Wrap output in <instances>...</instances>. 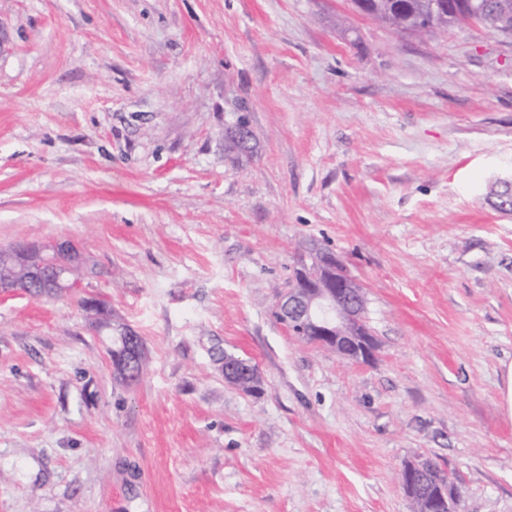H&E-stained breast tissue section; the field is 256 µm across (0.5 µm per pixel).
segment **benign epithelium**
Returning <instances> with one entry per match:
<instances>
[{"mask_svg":"<svg viewBox=\"0 0 512 512\" xmlns=\"http://www.w3.org/2000/svg\"><path fill=\"white\" fill-rule=\"evenodd\" d=\"M438 10L448 16H466L482 25L493 16L497 32L512 39V5L507 0H434ZM253 140L249 122L238 118L224 126V142L242 145ZM301 260L293 277L280 294L276 309L286 315L288 329L305 341L331 349L355 361L373 360L376 343L364 320L365 300L362 285L344 269L343 260L326 249L310 252ZM81 257L69 240L46 244H18L0 248V298L64 297L80 287L75 278ZM95 333L111 342L112 375L130 383L143 365L146 349L141 336L128 325L112 322V309L102 296L85 299ZM224 381L241 387V374H256L252 364L234 355L222 358ZM441 506L451 507L457 498L453 483L435 488Z\"/></svg>","mask_w":512,"mask_h":512,"instance_id":"obj_1","label":"benign epithelium"}]
</instances>
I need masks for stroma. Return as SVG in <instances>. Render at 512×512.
I'll return each mask as SVG.
<instances>
[{"label": "stroma", "instance_id": "stroma-1", "mask_svg": "<svg viewBox=\"0 0 512 512\" xmlns=\"http://www.w3.org/2000/svg\"><path fill=\"white\" fill-rule=\"evenodd\" d=\"M245 116L249 159L224 151ZM512 40L350 0H0V247L81 288L0 300V512H512ZM362 285L372 362L291 335L310 242ZM143 338L112 376L84 298ZM250 359L263 391L224 381ZM253 140L252 130L249 122L239 117L234 123L224 126L225 144L242 145L245 141ZM80 254L69 240L0 248V298L64 297L80 288ZM16 270L25 277L20 278ZM222 370L224 371V381L238 388H241L243 383L241 378L242 372L246 375L256 374L257 377H259L258 370L255 366L246 361H242L239 357L229 354H224V358H222ZM444 472L445 471L437 463L430 460L429 473L425 474L422 478L426 482H432L436 480L443 482L448 480V483L445 481L443 484H439L435 488V496L438 502L441 504L440 507H448V512H451L453 511L451 510L453 500L457 498L456 488Z\"/></svg>", "mask_w": 512, "mask_h": 512}]
</instances>
